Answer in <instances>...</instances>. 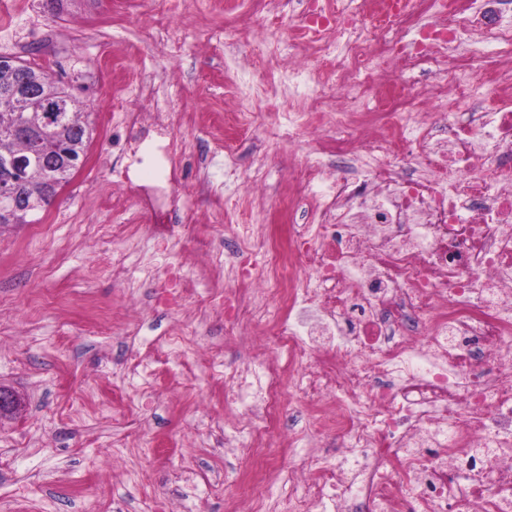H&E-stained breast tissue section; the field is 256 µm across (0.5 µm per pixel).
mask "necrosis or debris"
<instances>
[{
  "label": "necrosis or debris",
  "mask_w": 512,
  "mask_h": 512,
  "mask_svg": "<svg viewBox=\"0 0 512 512\" xmlns=\"http://www.w3.org/2000/svg\"><path fill=\"white\" fill-rule=\"evenodd\" d=\"M289 2L312 92L301 111L234 121L312 130L293 186L319 194L287 242L247 225L227 263L226 335L252 325L279 359L224 373L225 407L249 402L224 445L250 467L224 512H274L283 436L309 450L289 465L290 512H512V25L469 0ZM421 72L438 82L410 92ZM124 119L130 165L154 172L112 198L129 227L174 209L186 152L170 113ZM324 434L336 451L314 448Z\"/></svg>",
  "instance_id": "1"
}]
</instances>
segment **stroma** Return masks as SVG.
<instances>
[{"label": "stroma", "instance_id": "obj_1", "mask_svg": "<svg viewBox=\"0 0 512 512\" xmlns=\"http://www.w3.org/2000/svg\"><path fill=\"white\" fill-rule=\"evenodd\" d=\"M224 23L212 0H69L57 16L44 0H0V54L52 67L90 101L94 127L87 160L56 203L35 223L0 231V385L26 401L0 426V512H88L94 503L99 512H154L159 500L168 512H224L225 494L247 467L215 434L224 402L212 392V368L249 363L255 354L225 335L223 309L197 312L224 288L209 251L236 245L233 223L210 217L216 197L243 196L244 176L262 167L266 190L252 221L272 224L275 236L287 239V222L268 210L278 205L288 166L307 138L281 142L269 154L261 149L263 128L242 136L229 129L242 179L228 184L208 115L226 108L285 112L309 87L284 83L276 97L254 101L264 76L248 47L199 43L204 30L223 33ZM166 37L182 44L173 68L160 48ZM168 104L194 117L177 131L188 146L187 178L173 193L180 211L198 217V237L186 241L175 219L157 230L149 215L136 234L106 231L112 209L99 188L120 186L128 164L122 110ZM116 252L123 268L112 265ZM182 276L189 296L174 310L163 298ZM88 299L102 309L101 321L86 315ZM133 322L139 333L126 335ZM179 324L187 341L170 355L169 368H195L180 409L164 390H145L142 379L124 373L136 351L152 371L153 348ZM75 486L86 496H72Z\"/></svg>", "mask_w": 512, "mask_h": 512}]
</instances>
